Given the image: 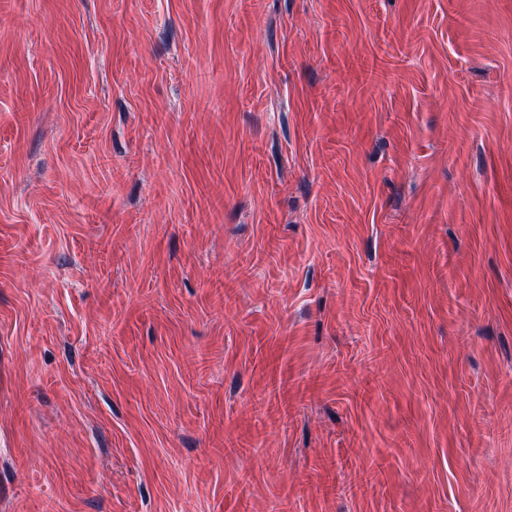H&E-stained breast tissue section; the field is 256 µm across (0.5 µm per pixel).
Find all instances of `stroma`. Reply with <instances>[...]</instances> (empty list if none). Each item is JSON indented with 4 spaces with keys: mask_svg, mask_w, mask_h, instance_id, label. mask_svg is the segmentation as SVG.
<instances>
[{
    "mask_svg": "<svg viewBox=\"0 0 512 512\" xmlns=\"http://www.w3.org/2000/svg\"><path fill=\"white\" fill-rule=\"evenodd\" d=\"M0 512H512V0H0Z\"/></svg>",
    "mask_w": 512,
    "mask_h": 512,
    "instance_id": "stroma-1",
    "label": "stroma"
}]
</instances>
